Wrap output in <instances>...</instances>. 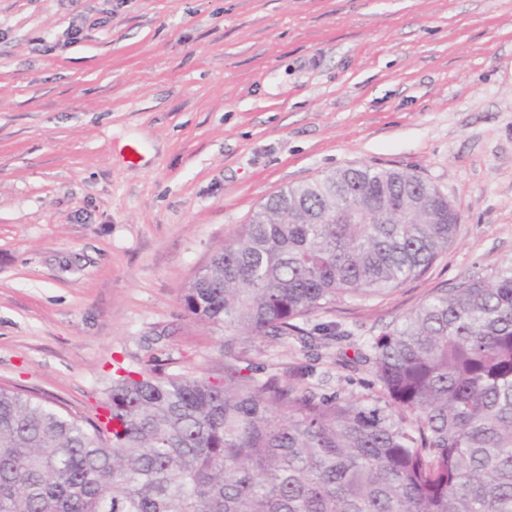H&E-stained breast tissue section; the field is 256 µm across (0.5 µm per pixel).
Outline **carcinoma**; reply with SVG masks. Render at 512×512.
Listing matches in <instances>:
<instances>
[{"label": "carcinoma", "instance_id": "carcinoma-1", "mask_svg": "<svg viewBox=\"0 0 512 512\" xmlns=\"http://www.w3.org/2000/svg\"><path fill=\"white\" fill-rule=\"evenodd\" d=\"M419 176L351 166L270 195L184 289L224 365L116 375L83 421L0 387V512H512V262L434 291L344 366L343 396L257 375V340L384 296L453 243Z\"/></svg>", "mask_w": 512, "mask_h": 512}]
</instances>
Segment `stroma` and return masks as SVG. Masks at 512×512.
I'll use <instances>...</instances> for the list:
<instances>
[{"label":"stroma","instance_id":"35a3bbf8","mask_svg":"<svg viewBox=\"0 0 512 512\" xmlns=\"http://www.w3.org/2000/svg\"><path fill=\"white\" fill-rule=\"evenodd\" d=\"M367 165L461 214L421 276L256 342L266 374L336 362L437 288L512 263V0H0V387L92 419L116 367L222 362L185 309L282 187Z\"/></svg>","mask_w":512,"mask_h":512}]
</instances>
